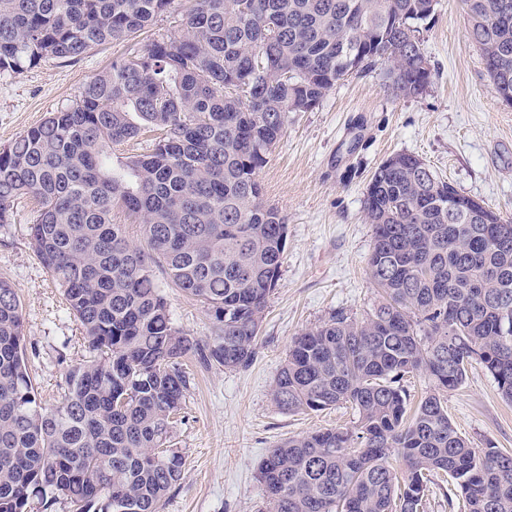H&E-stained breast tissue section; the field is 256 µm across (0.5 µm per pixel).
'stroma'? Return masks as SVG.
<instances>
[{"label":"stroma","instance_id":"stroma-1","mask_svg":"<svg viewBox=\"0 0 512 512\" xmlns=\"http://www.w3.org/2000/svg\"><path fill=\"white\" fill-rule=\"evenodd\" d=\"M467 27L464 0H439L422 29L434 68L423 95L395 96L380 65L338 81L312 110L289 113L258 173L266 199L288 224L280 279L247 367L227 370L194 355L187 359L190 389L173 428L185 467L162 512H260L265 492L258 467L271 448L319 429H356L350 404L289 413L275 405L271 388L296 336L333 312L362 317L382 301L367 271L373 227L363 199L387 158L413 154L512 220V106L496 93ZM135 47L132 40L112 42L75 61L49 59L21 74L0 72V146L72 105L86 83ZM38 211L34 197L20 196L9 223L0 224V277L21 301L28 370L42 402L51 405L66 370L86 360L88 349L62 288L30 246L28 228ZM156 278L175 326L201 339L213 336L214 319L203 304L164 273ZM439 394L452 424L474 447L490 441L512 453V403L480 364Z\"/></svg>","mask_w":512,"mask_h":512}]
</instances>
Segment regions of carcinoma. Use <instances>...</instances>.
Returning a JSON list of instances; mask_svg holds the SVG:
<instances>
[{
  "mask_svg": "<svg viewBox=\"0 0 512 512\" xmlns=\"http://www.w3.org/2000/svg\"><path fill=\"white\" fill-rule=\"evenodd\" d=\"M175 0H0V71L75 61L136 37ZM438 0H192L183 33L141 46L71 106L0 147V224L30 194L29 243L63 288L91 359L42 404L27 372L22 307L0 279V512L47 495L74 512H160L181 479L173 416L190 388L183 358L229 370L252 361L277 286L285 216L257 173L290 112L340 80L388 65L396 94L426 92L420 25ZM467 37L499 97H512V0H465ZM147 154L112 161L141 128ZM381 164L364 195L367 261L383 301L333 313L297 336L271 396L283 411L355 407L357 431L318 430L271 449L258 469L266 512H424L443 471L467 512H512V454L471 447L439 391L478 363L512 400V221L440 179L417 156ZM461 206L448 215V199ZM122 207L140 226L112 222ZM203 303L216 335L179 330L154 270ZM437 392L407 417L401 381ZM403 462V478L389 463Z\"/></svg>",
  "mask_w": 512,
  "mask_h": 512,
  "instance_id": "1",
  "label": "carcinoma"
}]
</instances>
